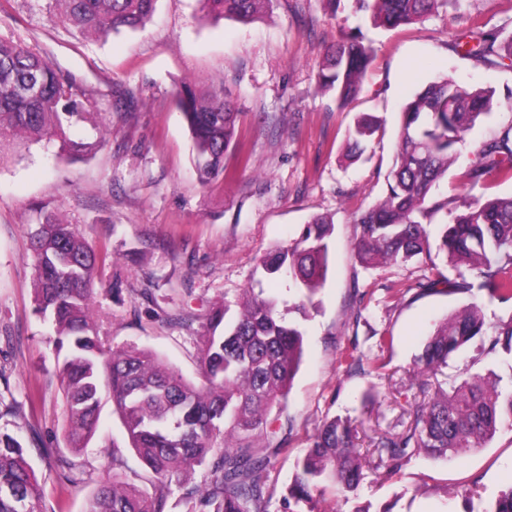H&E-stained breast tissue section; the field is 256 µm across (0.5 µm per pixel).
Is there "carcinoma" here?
I'll use <instances>...</instances> for the list:
<instances>
[{
    "label": "carcinoma",
    "instance_id": "carcinoma-1",
    "mask_svg": "<svg viewBox=\"0 0 512 512\" xmlns=\"http://www.w3.org/2000/svg\"><path fill=\"white\" fill-rule=\"evenodd\" d=\"M64 20L90 36L136 31L153 16L157 0H56ZM207 19L247 21L266 13L273 0H200ZM376 27L393 29L422 21L453 0H355ZM457 46L481 62H512V37L498 40L472 18L458 17ZM374 48L358 34L347 36L324 55L318 86L336 94L343 108L358 94ZM493 92L466 89L443 79L414 94L402 108L387 193L360 215L357 242L362 262L407 263L431 253L470 271L476 282L452 281L442 274L424 286L465 288L473 301L436 324L416 357L417 374L432 377L473 339L512 352V317L486 322L482 295L512 301V195H471L462 201L436 199L433 191L447 176L459 146L476 121L491 111ZM176 104L187 122L195 166L203 185L224 173V155L238 137V113L224 100L223 87H182ZM99 131L95 144L70 138L74 126ZM381 120L366 115L351 134L349 156L361 157L378 135ZM24 135L56 139L71 153L105 144L99 113L88 104L86 89L58 70L28 44L0 36V147ZM512 178V126L486 143L467 171L475 188L487 176ZM333 218L318 215L299 236L278 245L259 261L270 277L286 276L297 301L279 310V300L247 289L237 310L221 304L206 318L197 354L200 383L185 378L155 352L136 346H111L91 314L98 288H113L100 277L109 260L102 248L54 214H46L31 233L36 270L35 310L54 329L52 340L66 417L65 437L76 454L96 434L103 399L121 417L129 448L145 466L128 469L112 444V479L97 488L85 512H169L174 475L205 467L200 483L183 487L188 512H268L273 489L269 472L287 451L270 413L288 395L304 352L302 321L308 303L323 287L328 271ZM291 318H286V315ZM413 422L403 433L381 441V451L398 469L412 448L432 458L463 455L483 448L500 426L512 425V387L476 376L451 390L437 389L412 407ZM267 430L268 444L257 448L248 438ZM355 428L347 418L325 421L309 437L294 463L292 483L283 497L310 503L331 484L347 495L362 479ZM0 512H43L42 488L20 442L0 433ZM489 512H512V485L501 490Z\"/></svg>",
    "mask_w": 512,
    "mask_h": 512
}]
</instances>
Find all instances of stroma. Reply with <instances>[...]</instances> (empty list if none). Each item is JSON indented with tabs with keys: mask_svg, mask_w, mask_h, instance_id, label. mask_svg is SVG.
Here are the masks:
<instances>
[{
	"mask_svg": "<svg viewBox=\"0 0 512 512\" xmlns=\"http://www.w3.org/2000/svg\"><path fill=\"white\" fill-rule=\"evenodd\" d=\"M474 18L501 38L512 36V0H457L454 7L396 29L322 0H274L268 14L244 23L201 18L198 0H158L145 27L88 37L63 24L55 0H0V35L15 36L54 66L81 79L110 130L107 147L83 157L63 155L58 143L7 146L0 164V395L22 404L0 418L16 437L43 489L45 512H84L112 466V446L126 432L112 405L81 455L83 472L63 480L70 458L62 432L63 396L54 376L49 327L35 312V267L30 235L39 216L60 211L87 240L109 249L106 275L120 283L97 291L94 310L113 345L155 350L188 379H197L199 338L210 308L236 302L247 288L283 301L296 297L287 281L257 269L271 248L297 238L311 217H333L327 280L304 324V354L288 400L272 410L286 437L288 458L270 473L275 504L292 481L293 459L324 420L349 418L356 446L368 459L349 501L334 487L302 512H323L342 502L344 512H489L512 484V428L487 446L448 460L416 452L389 474L378 448L382 437L411 424L408 404L423 401L413 383L414 360L436 323L472 300L467 290L424 288L459 269L434 264L368 266L356 250L357 217L387 191L404 101L431 81L450 79L494 92L489 116L479 118L460 156L437 187L457 197L476 153L512 125V66L479 63L452 49L456 16ZM361 27L375 49L360 93L345 108L319 90L324 52L343 33ZM223 82L224 97L240 114L238 143L224 158V174L203 186L194 167L187 125L175 106L183 84L199 89ZM139 93L136 111L113 108L117 89ZM378 116L384 135L360 159L348 160L359 117ZM159 289L155 302L140 290ZM174 313L180 324L169 323ZM495 374L512 386V353L485 354L472 341L431 380L450 388L475 374ZM129 468L140 470L132 450Z\"/></svg>",
	"mask_w": 512,
	"mask_h": 512,
	"instance_id": "1",
	"label": "stroma"
}]
</instances>
